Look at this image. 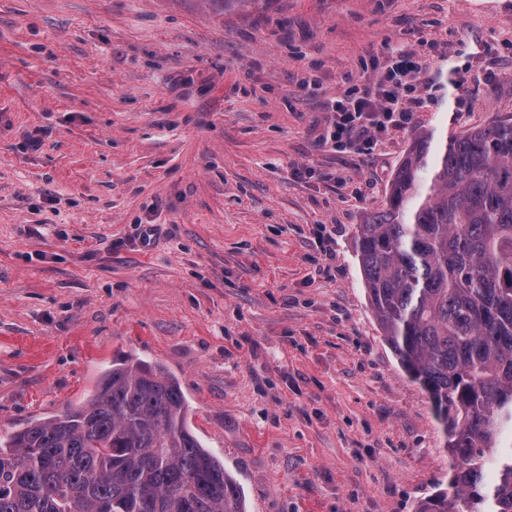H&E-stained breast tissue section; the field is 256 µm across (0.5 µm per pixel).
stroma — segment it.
I'll return each instance as SVG.
<instances>
[{
	"mask_svg": "<svg viewBox=\"0 0 512 512\" xmlns=\"http://www.w3.org/2000/svg\"><path fill=\"white\" fill-rule=\"evenodd\" d=\"M397 51L432 58L411 122L323 147ZM510 115L512 0H0V435L139 359L246 512H416L448 437L355 234L417 132Z\"/></svg>",
	"mask_w": 512,
	"mask_h": 512,
	"instance_id": "stroma-1",
	"label": "stroma"
}]
</instances>
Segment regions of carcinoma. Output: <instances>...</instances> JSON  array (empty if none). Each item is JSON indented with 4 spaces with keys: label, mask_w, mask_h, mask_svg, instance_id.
Listing matches in <instances>:
<instances>
[{
    "label": "carcinoma",
    "mask_w": 512,
    "mask_h": 512,
    "mask_svg": "<svg viewBox=\"0 0 512 512\" xmlns=\"http://www.w3.org/2000/svg\"><path fill=\"white\" fill-rule=\"evenodd\" d=\"M418 133L356 252L381 332L449 436L417 512H512V118ZM0 512H245L178 382L112 364L76 408L0 438Z\"/></svg>",
    "instance_id": "cac0c4a2"
}]
</instances>
